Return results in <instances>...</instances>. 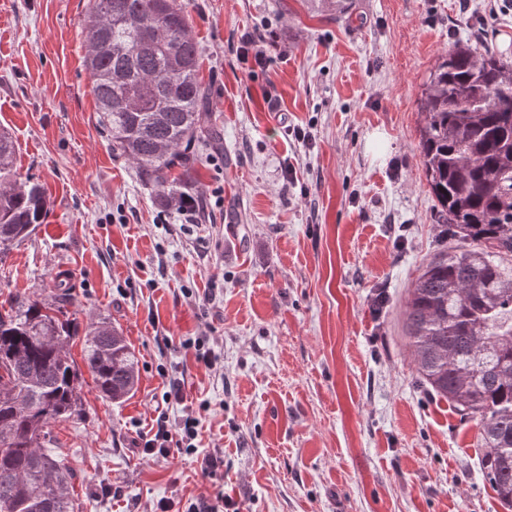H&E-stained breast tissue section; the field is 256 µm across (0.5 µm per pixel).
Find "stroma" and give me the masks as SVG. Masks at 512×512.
Masks as SVG:
<instances>
[{
  "instance_id": "35a3bbf8",
  "label": "stroma",
  "mask_w": 512,
  "mask_h": 512,
  "mask_svg": "<svg viewBox=\"0 0 512 512\" xmlns=\"http://www.w3.org/2000/svg\"><path fill=\"white\" fill-rule=\"evenodd\" d=\"M224 147L195 172L211 218L186 223L97 126L88 0H0V130L50 212L0 253V301L48 297L109 319L138 358L122 402L82 372L57 422L76 512H505L476 420L419 383L404 302L448 247L420 157L424 82L459 42L512 58L498 0H183ZM269 41L264 65L241 38ZM312 133L309 143L295 132ZM215 364L205 369L190 343ZM180 399H165L170 382ZM198 418L197 450L143 454L160 420ZM221 449L224 468L200 470ZM240 512V506L233 498L218 492L215 496V503H209L208 499L201 496L196 502H191L187 512Z\"/></svg>"
}]
</instances>
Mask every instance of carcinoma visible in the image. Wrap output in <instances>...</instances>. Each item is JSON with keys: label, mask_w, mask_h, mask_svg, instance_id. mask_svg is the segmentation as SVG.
Segmentation results:
<instances>
[{"label": "carcinoma", "mask_w": 512, "mask_h": 512, "mask_svg": "<svg viewBox=\"0 0 512 512\" xmlns=\"http://www.w3.org/2000/svg\"><path fill=\"white\" fill-rule=\"evenodd\" d=\"M98 125L112 156L136 164L163 196L192 197L203 150L220 148L201 49L179 0H90L83 24ZM422 164L457 245L432 260L404 304L420 384L478 421L481 472L512 512V62L458 44L441 56L419 101ZM0 132V248L25 240L50 211L39 183L13 171ZM52 302L0 303V512H74L69 468L52 427L81 411L75 339ZM83 362L101 396L135 390L134 351L111 323H90Z\"/></svg>", "instance_id": "cac0c4a2"}]
</instances>
